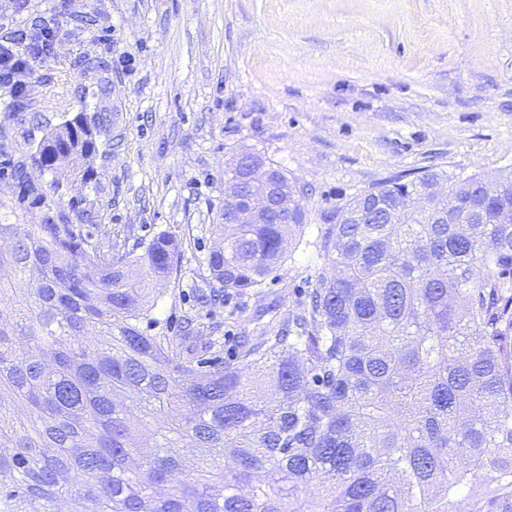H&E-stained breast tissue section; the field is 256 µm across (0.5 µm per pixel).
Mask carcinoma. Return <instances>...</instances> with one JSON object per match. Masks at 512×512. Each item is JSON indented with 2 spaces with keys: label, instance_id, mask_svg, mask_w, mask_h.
Instances as JSON below:
<instances>
[{
  "label": "carcinoma",
  "instance_id": "obj_1",
  "mask_svg": "<svg viewBox=\"0 0 512 512\" xmlns=\"http://www.w3.org/2000/svg\"><path fill=\"white\" fill-rule=\"evenodd\" d=\"M112 125L58 124L11 167L0 224V512H512V171L399 173L336 211L313 243L333 267L288 316L208 364L199 312L259 288L301 238L236 224L206 258L182 333H151L183 241L160 233L101 258L86 209L65 199ZM256 157L277 189L297 183ZM448 199L425 197L431 181ZM0 174V223L1 224H33L30 212L12 207L11 199L15 196V181L10 176Z\"/></svg>",
  "mask_w": 512,
  "mask_h": 512
}]
</instances>
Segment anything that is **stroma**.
I'll use <instances>...</instances> for the list:
<instances>
[{
	"mask_svg": "<svg viewBox=\"0 0 512 512\" xmlns=\"http://www.w3.org/2000/svg\"><path fill=\"white\" fill-rule=\"evenodd\" d=\"M58 28L27 98L0 89V143L29 155L60 122L108 112L112 127L68 194L103 250L162 232L188 239L156 314L178 328L224 207V162L256 150L296 180L305 239L350 198L398 173L512 170V0H0V36ZM110 43L103 67L83 52ZM327 261L299 249L259 288L203 316L212 354L235 359L303 300Z\"/></svg>",
	"mask_w": 512,
	"mask_h": 512,
	"instance_id": "stroma-1",
	"label": "stroma"
}]
</instances>
